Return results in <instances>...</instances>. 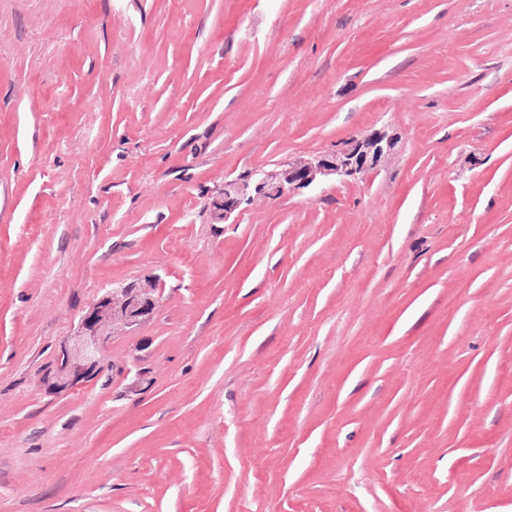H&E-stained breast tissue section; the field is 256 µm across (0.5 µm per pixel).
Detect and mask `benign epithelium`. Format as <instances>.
<instances>
[{
    "mask_svg": "<svg viewBox=\"0 0 512 512\" xmlns=\"http://www.w3.org/2000/svg\"><path fill=\"white\" fill-rule=\"evenodd\" d=\"M397 143L396 137L380 131L343 149L320 155L301 167L280 172L259 169L246 178L227 181L219 196L212 199L213 216L224 223L229 221L255 194L278 197L328 180L348 181L363 171L377 168ZM158 283L155 279L143 287L125 285L107 289L82 316L83 334L61 345L55 360L53 387L66 391L90 385L103 370V353L109 342L103 325L116 315L131 326L140 323L156 307Z\"/></svg>",
    "mask_w": 512,
    "mask_h": 512,
    "instance_id": "7a95c632",
    "label": "benign epithelium"
}]
</instances>
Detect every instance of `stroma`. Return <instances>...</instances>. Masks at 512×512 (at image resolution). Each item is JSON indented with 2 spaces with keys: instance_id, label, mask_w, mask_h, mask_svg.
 Segmentation results:
<instances>
[{
  "instance_id": "35a3bbf8",
  "label": "stroma",
  "mask_w": 512,
  "mask_h": 512,
  "mask_svg": "<svg viewBox=\"0 0 512 512\" xmlns=\"http://www.w3.org/2000/svg\"><path fill=\"white\" fill-rule=\"evenodd\" d=\"M0 512H512V0H0ZM398 140L386 132H376L347 147L318 156L301 166L280 172L259 169L246 178L224 183V189L212 199V212L217 221L226 223L232 215L256 195L278 197L328 180L345 182L363 171L375 169L391 154ZM146 286L125 285L106 290L81 318L82 335L73 342L65 341L57 354L53 387L66 391L90 385L103 370V353L109 335L102 327L112 316L119 315L137 325L151 314L157 303L159 279Z\"/></svg>"
}]
</instances>
